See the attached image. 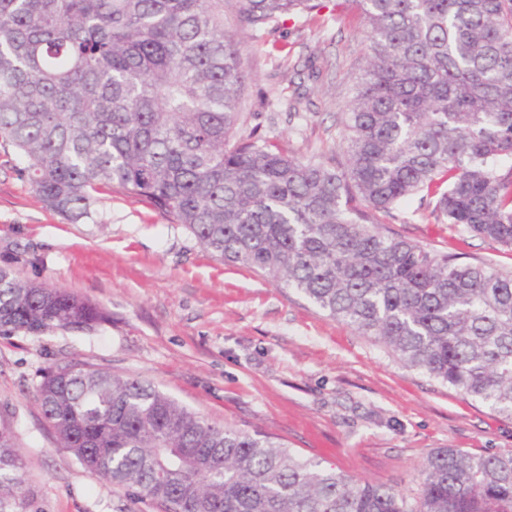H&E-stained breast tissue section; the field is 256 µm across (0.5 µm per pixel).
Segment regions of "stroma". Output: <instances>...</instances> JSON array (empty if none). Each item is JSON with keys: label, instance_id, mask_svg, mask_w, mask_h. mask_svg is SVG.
Returning <instances> with one entry per match:
<instances>
[{"label": "stroma", "instance_id": "35a3bbf8", "mask_svg": "<svg viewBox=\"0 0 512 512\" xmlns=\"http://www.w3.org/2000/svg\"><path fill=\"white\" fill-rule=\"evenodd\" d=\"M224 36L242 43L240 128L297 158L332 156L366 26L352 7L322 9L253 32L224 0ZM312 55L324 81L288 112L285 56ZM0 148V266L24 281L89 299L110 317L93 334L0 337V422L25 462L23 512H158L97 480L62 448L35 400L43 371L81 361L149 380L206 420L265 434L357 482L415 495L427 457L512 449V418L401 364L382 344L326 316L294 291L222 262L144 201L100 194L92 219L48 210ZM411 201L387 229L463 262L512 267L498 244L450 232Z\"/></svg>", "mask_w": 512, "mask_h": 512}]
</instances>
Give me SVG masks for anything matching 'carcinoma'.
I'll list each match as a JSON object with an SVG mask.
<instances>
[{
  "instance_id": "1",
  "label": "carcinoma",
  "mask_w": 512,
  "mask_h": 512,
  "mask_svg": "<svg viewBox=\"0 0 512 512\" xmlns=\"http://www.w3.org/2000/svg\"><path fill=\"white\" fill-rule=\"evenodd\" d=\"M350 2L368 45L342 112L343 164L239 134L241 46L224 39V0H0V145L49 210L78 222L100 193L144 200L214 257L512 417V269L459 263L378 220L429 199L436 223L512 250V0ZM240 3L255 32L322 7ZM289 65L323 77L311 55ZM108 322L0 267V336ZM35 397L91 475L159 512H512V450L437 449L410 502L86 363L47 368ZM23 471L10 431L0 512L26 503Z\"/></svg>"
}]
</instances>
